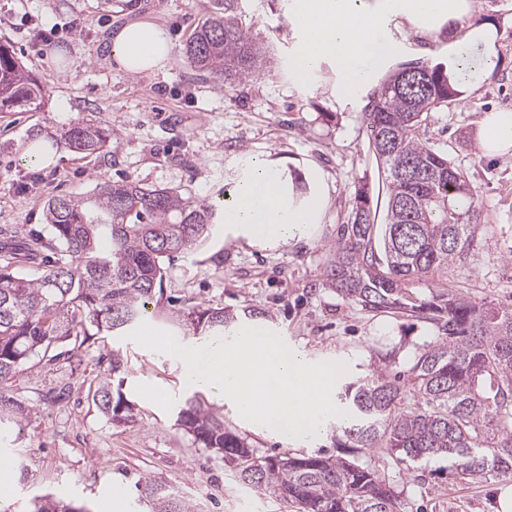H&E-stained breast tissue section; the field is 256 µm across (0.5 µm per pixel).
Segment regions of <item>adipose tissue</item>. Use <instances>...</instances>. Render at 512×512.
Wrapping results in <instances>:
<instances>
[{
	"mask_svg": "<svg viewBox=\"0 0 512 512\" xmlns=\"http://www.w3.org/2000/svg\"><path fill=\"white\" fill-rule=\"evenodd\" d=\"M475 0H291L298 43L288 71L299 84H311L323 65H333L337 93L355 96L402 44L391 28L435 32L471 12ZM109 51L129 74L163 69L173 45L161 27L136 20L111 38ZM476 147L487 156L512 154V111L483 113L476 123ZM303 177L309 192L295 198L283 169L272 162L245 160L225 199L224 222L232 237L250 246H276L310 234L329 202L322 170L311 166Z\"/></svg>",
	"mask_w": 512,
	"mask_h": 512,
	"instance_id": "1",
	"label": "adipose tissue"
}]
</instances>
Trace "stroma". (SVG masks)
I'll use <instances>...</instances> for the list:
<instances>
[{"instance_id":"obj_1","label":"stroma","mask_w":512,"mask_h":512,"mask_svg":"<svg viewBox=\"0 0 512 512\" xmlns=\"http://www.w3.org/2000/svg\"><path fill=\"white\" fill-rule=\"evenodd\" d=\"M217 0H0V42L43 84L36 112H0V232L48 235V200H80L97 183L128 180L146 187L175 188L213 203L211 226L193 247L167 265L162 300L150 325L199 343L203 331L177 312L221 309L232 321L225 335L252 321L266 324L285 344L313 363L343 362L342 382L386 369L406 371L436 334L423 319L370 312L325 288L330 248L347 222L355 194L368 186L371 201L384 203L382 180L370 149L363 113L370 89L355 98L336 97V75L323 66L312 85L295 83L288 61L298 41L290 0H238L235 15L270 59L255 74L219 85L184 61L192 28ZM141 18L162 24L174 44L161 71L128 74L109 55L116 25ZM498 26L493 75L465 97L431 113L424 136L447 153L470 180L480 211L471 247L436 272L434 288H449L489 304L512 307V157H488L474 146V123L484 112L512 111V0H476L472 14L436 33L400 32L396 63L455 64V45L474 24ZM94 123L111 139L87 157L70 150L63 133ZM43 138L59 152L54 166L25 163L30 141ZM266 159L289 169L293 190L305 195L301 170L313 164L328 175L331 205L310 238L274 249L224 238V199L244 159ZM120 356L122 390L133 417L117 423L93 400L111 378ZM183 364L106 332L56 360L23 366L5 388L33 408L30 420L0 418V451L24 475L8 488L12 512H27L35 497L50 494L86 505L120 498L124 512H149L135 483L151 479L180 488L194 512H297L269 494L244 488L221 456L202 448L177 422L195 398L224 417L259 456L322 455L372 461L398 493L404 512H500L499 496L512 479L458 481L432 466L409 468L384 454L345 448L328 425L316 439L290 443L254 430L234 408L185 387Z\"/></svg>"}]
</instances>
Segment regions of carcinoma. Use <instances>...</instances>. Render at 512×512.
<instances>
[{
    "mask_svg": "<svg viewBox=\"0 0 512 512\" xmlns=\"http://www.w3.org/2000/svg\"><path fill=\"white\" fill-rule=\"evenodd\" d=\"M237 0H224L195 27L183 47L186 60L217 83L243 79L259 68L260 49L238 24ZM43 87L25 72L14 51L0 44V112L38 108ZM457 96L441 64L404 63L373 91L363 113L377 164L385 175L384 224H375L367 189H358L323 285L371 312L425 319L437 335L408 370V385L381 372L348 383L337 394L349 413L340 429L344 446L384 449L399 461L448 460V474L512 475V308L493 307L443 288L428 277L473 241L480 213L467 177L448 154L423 139L430 113ZM72 151L91 156L109 142L100 126L64 132ZM213 205L172 188L128 181L101 182L92 206L64 197L48 200L50 239L22 237L0 256V384L25 364L99 332L122 333L146 318L163 296L165 261L189 250L208 232ZM44 247L55 255L29 279L15 255ZM196 327L224 335V311L188 312ZM417 399L404 406L406 393ZM94 401L111 419L131 417L132 404L112 383H100ZM30 410L0 392V414L16 419ZM180 425L201 447L224 455L239 481L295 505L298 512H402L401 501L378 469L343 457H254L253 449L224 430V419L188 400ZM151 512H191L168 484L138 480ZM30 512H86L52 495L33 500Z\"/></svg>",
    "mask_w": 512,
    "mask_h": 512,
    "instance_id": "1",
    "label": "carcinoma"
}]
</instances>
